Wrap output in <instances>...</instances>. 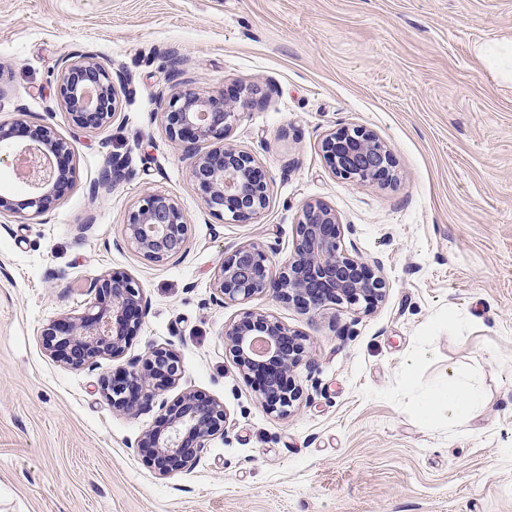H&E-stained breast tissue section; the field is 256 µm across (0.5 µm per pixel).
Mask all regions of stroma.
I'll list each match as a JSON object with an SVG mask.
<instances>
[{
  "label": "stroma",
  "mask_w": 512,
  "mask_h": 512,
  "mask_svg": "<svg viewBox=\"0 0 512 512\" xmlns=\"http://www.w3.org/2000/svg\"><path fill=\"white\" fill-rule=\"evenodd\" d=\"M510 40L512 0H0V123L22 112L19 141L45 124L74 147L58 201L0 223V512H512V82L479 52ZM176 54L200 90L255 92L226 137L270 180L251 223L205 206L161 123ZM68 56L122 73L106 127L80 129L58 103ZM355 126L388 145L394 183L331 173L323 137ZM111 158L122 176L97 191ZM147 193L181 205L183 256L154 263L128 243ZM316 200L382 278L376 307L215 297L240 245H261L279 274ZM112 272L140 285L148 312L123 358L71 368L41 330L92 313V284ZM250 310L307 338L290 414L263 407L225 347ZM154 346L182 365L162 398L196 391L227 414L198 463L166 478L136 448L156 412L115 411L100 390ZM451 365L485 391L453 433L417 404Z\"/></svg>",
  "instance_id": "35a3bbf8"
}]
</instances>
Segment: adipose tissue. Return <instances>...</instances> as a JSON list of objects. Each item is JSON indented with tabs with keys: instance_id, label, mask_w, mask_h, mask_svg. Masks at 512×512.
<instances>
[{
	"instance_id": "ef3b65f1",
	"label": "adipose tissue",
	"mask_w": 512,
	"mask_h": 512,
	"mask_svg": "<svg viewBox=\"0 0 512 512\" xmlns=\"http://www.w3.org/2000/svg\"><path fill=\"white\" fill-rule=\"evenodd\" d=\"M445 386L429 396L421 405L423 418H442L449 429L467 425L477 415L481 406L479 389L473 378L457 368H449Z\"/></svg>"
}]
</instances>
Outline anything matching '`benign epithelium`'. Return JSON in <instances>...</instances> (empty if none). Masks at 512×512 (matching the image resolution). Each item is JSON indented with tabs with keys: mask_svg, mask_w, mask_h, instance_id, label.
I'll return each instance as SVG.
<instances>
[{
	"mask_svg": "<svg viewBox=\"0 0 512 512\" xmlns=\"http://www.w3.org/2000/svg\"><path fill=\"white\" fill-rule=\"evenodd\" d=\"M123 89L119 72L90 58L62 61L57 98L73 123L85 130L107 126L119 107ZM252 97L233 99L222 92H202L184 84L162 96V119L167 135L180 143L188 161L195 189L213 214L227 223H248L269 204V187L256 159L247 150L224 144V138L248 108ZM18 119L0 124V163H27L28 180L18 192L0 193V215L19 218L37 216L56 201L57 186L65 171L54 158L72 156L73 146L57 137L46 125H38L31 142L14 140ZM219 145L204 150L201 144ZM322 152L331 172L356 185L386 184L394 176L390 149L363 127L327 134ZM129 241L152 262H165L186 251L189 223L177 200L157 193L144 195L127 216ZM343 225L326 204L307 203L295 227V247L281 267L278 278L268 277L270 258L262 246L237 247L218 265L214 290L230 301H245L271 289L280 300L307 312L329 304L365 306L379 302L384 283L367 264L348 256L342 248ZM95 315L77 321H52L41 331L45 350L67 345L75 355L67 363L75 369L91 368L103 356L119 358L128 336L140 324L148 305L142 288L124 275L103 276L95 281ZM224 340L240 371L253 374L268 369L258 386L266 410L291 413L300 392L291 381H281L269 366L287 373L305 353L304 339L281 322L262 312H247L224 329ZM118 383L105 380L101 390L113 409L136 413L158 407L161 428L143 433L137 442L160 476L189 470L208 447L211 438L224 429L226 413L219 401L196 392H185L175 402H156L153 387L174 384L181 374L178 357L170 348H150L141 363Z\"/></svg>",
	"mask_w": 512,
	"mask_h": 512,
	"instance_id": "obj_1",
	"label": "benign epithelium"
}]
</instances>
